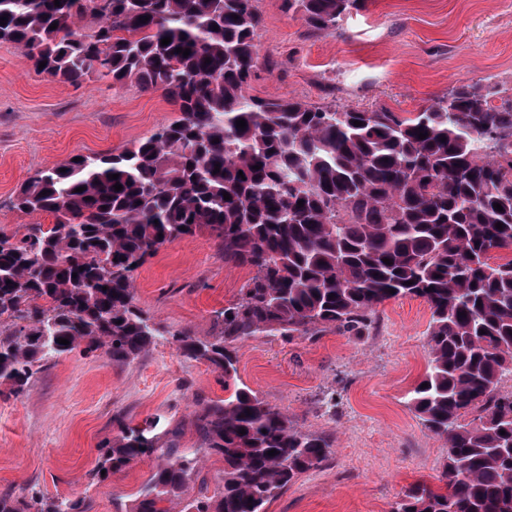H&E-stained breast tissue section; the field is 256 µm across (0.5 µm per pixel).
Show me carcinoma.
I'll return each mask as SVG.
<instances>
[{
  "instance_id": "carcinoma-1",
  "label": "carcinoma",
  "mask_w": 512,
  "mask_h": 512,
  "mask_svg": "<svg viewBox=\"0 0 512 512\" xmlns=\"http://www.w3.org/2000/svg\"><path fill=\"white\" fill-rule=\"evenodd\" d=\"M95 2L0 0V42L53 81L79 85L96 73L130 82L162 92L180 115L118 154L40 170L11 199L52 222L0 232V386L19 395L77 348L125 363L169 336L224 376L228 396L197 400L200 447L165 448L153 424L127 426L101 448L98 470L154 462L134 512H169L204 450L224 460L220 490L201 481L182 512H266L332 444L240 382L237 345L363 336L384 302L421 298L427 387L417 384L407 403L448 448L446 492L415 484L392 512H512V393L501 390L512 377V101L495 106L496 86L465 83L410 117L259 98L248 92L256 0ZM284 3L330 34L358 0ZM195 234L253 272L211 341L153 322L135 299L138 270ZM0 512L85 510L32 488L0 497Z\"/></svg>"
}]
</instances>
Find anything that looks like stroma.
I'll list each match as a JSON object with an SVG mask.
<instances>
[{"label": "stroma", "mask_w": 512, "mask_h": 512, "mask_svg": "<svg viewBox=\"0 0 512 512\" xmlns=\"http://www.w3.org/2000/svg\"><path fill=\"white\" fill-rule=\"evenodd\" d=\"M259 63L250 95L316 107L415 112L460 82L512 95V0H359L338 32L311 33L283 0H258ZM158 92L94 77L82 85L39 75L0 43V231L48 223L10 207L19 186L77 154L120 151L175 119ZM207 236L160 248L135 276L137 305L154 321L199 338L249 278ZM427 304L379 306L368 335L329 332L292 342L256 337L238 347V376L305 431L332 440L267 512H392L411 484L441 490L447 450L407 405L427 369ZM224 378L166 338L123 366L81 350L61 356L18 396L0 395V495L36 489L83 499L87 512H132L153 464L94 476L100 450L122 426L155 422L162 439L194 448V400L219 399Z\"/></svg>", "instance_id": "35a3bbf8"}]
</instances>
